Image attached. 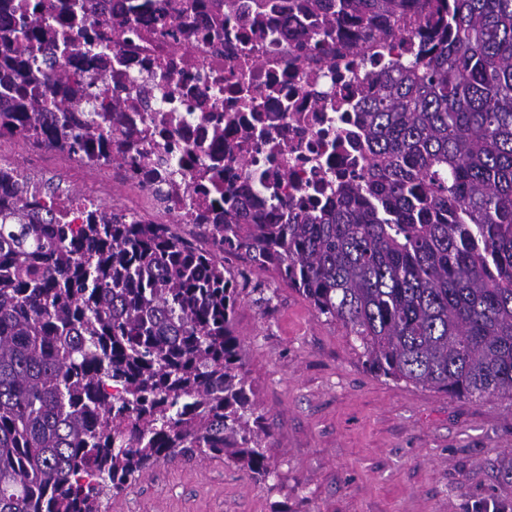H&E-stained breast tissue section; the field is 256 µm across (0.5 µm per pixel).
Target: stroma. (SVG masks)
<instances>
[{"instance_id": "obj_1", "label": "stroma", "mask_w": 512, "mask_h": 512, "mask_svg": "<svg viewBox=\"0 0 512 512\" xmlns=\"http://www.w3.org/2000/svg\"><path fill=\"white\" fill-rule=\"evenodd\" d=\"M8 158L56 187L85 188L26 144ZM224 265L239 283L242 373L274 475L264 484L215 460L164 462L107 512H512V402L386 379L275 272L235 254Z\"/></svg>"}]
</instances>
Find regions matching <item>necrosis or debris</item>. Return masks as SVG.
<instances>
[{"mask_svg": "<svg viewBox=\"0 0 512 512\" xmlns=\"http://www.w3.org/2000/svg\"><path fill=\"white\" fill-rule=\"evenodd\" d=\"M0 15L34 29L26 68L42 99L59 96L45 79L57 64L77 122L98 129L74 150L53 121L31 133L0 123V146L21 140L84 171L91 190L36 194L60 223L102 208L111 178L132 220L220 224L232 198L247 223L276 222L367 167L352 135L366 87L353 42L334 41L332 63L298 59L281 33L316 28L305 0H0Z\"/></svg>", "mask_w": 512, "mask_h": 512, "instance_id": "4bbe7bcc", "label": "necrosis or debris"}]
</instances>
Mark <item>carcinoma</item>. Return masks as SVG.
I'll list each match as a JSON object with an SVG mask.
<instances>
[{
  "mask_svg": "<svg viewBox=\"0 0 512 512\" xmlns=\"http://www.w3.org/2000/svg\"><path fill=\"white\" fill-rule=\"evenodd\" d=\"M301 51L332 30L367 49L428 33L391 65L356 125L368 168L314 213L203 224V250L169 224L101 210L45 224L27 195L0 209V512H102L162 461L222 459L265 483L253 389L241 373L237 284L224 253L273 268L317 315L349 329L397 383L512 402V0H308ZM0 33L14 99L46 113Z\"/></svg>",
  "mask_w": 512,
  "mask_h": 512,
  "instance_id": "cac0c4a2",
  "label": "carcinoma"
}]
</instances>
